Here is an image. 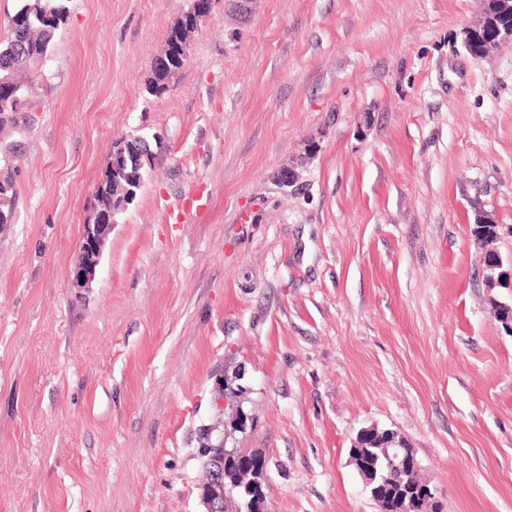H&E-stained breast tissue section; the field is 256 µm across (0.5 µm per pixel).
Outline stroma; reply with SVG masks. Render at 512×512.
<instances>
[{
    "label": "stroma",
    "mask_w": 512,
    "mask_h": 512,
    "mask_svg": "<svg viewBox=\"0 0 512 512\" xmlns=\"http://www.w3.org/2000/svg\"><path fill=\"white\" fill-rule=\"evenodd\" d=\"M185 3L69 0L7 138L0 512H203L212 427L266 457L267 512H382L367 428L409 442L439 512H512V282L484 265L512 273V43L466 52L480 0H217L149 96ZM135 130L152 165L75 292ZM184 66V63L176 56H168L167 64L160 68L155 79H150L147 83L146 92L153 96L162 93L168 86L170 80ZM112 148L111 161L108 163L107 170L105 172V177H107L106 189L102 190V187H99L96 194V200L99 208L102 211L107 212V214L103 213V219L105 222H107V220H110V222L112 221V211L115 212V217H117L123 210H125L120 209V205L122 204L125 196V187H128L122 174L124 163H128L127 170L133 173L135 172V168L133 167L130 159L131 156H138L142 161L147 160L148 163H145L143 169L144 180L146 168L148 165H151L153 158V152L148 140L134 132L117 139L113 143ZM0 141V161L4 162L5 170L0 174V224H12L15 217L16 201L19 195L17 182L12 167L4 160V154L16 157L11 146L2 148ZM103 220L95 206L92 215L83 225V245L79 248L86 260L78 262L71 271L73 288L80 291L89 288L99 267L105 242L112 231V224H101Z\"/></svg>",
    "instance_id": "1"
}]
</instances>
